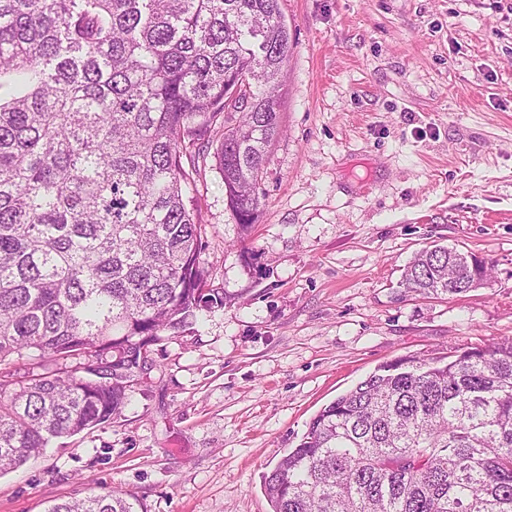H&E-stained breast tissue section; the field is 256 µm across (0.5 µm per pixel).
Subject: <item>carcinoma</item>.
<instances>
[{"mask_svg": "<svg viewBox=\"0 0 512 512\" xmlns=\"http://www.w3.org/2000/svg\"><path fill=\"white\" fill-rule=\"evenodd\" d=\"M279 2L0 0V365L36 350L44 369L0 380V475L120 417L162 334L224 307L200 266L183 157L219 135L227 207L247 232L281 132ZM488 276L434 245L399 287L457 296ZM262 487L272 512H512V337L380 365ZM47 512L137 510L113 492Z\"/></svg>", "mask_w": 512, "mask_h": 512, "instance_id": "cac0c4a2", "label": "carcinoma"}]
</instances>
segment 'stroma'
<instances>
[{
  "mask_svg": "<svg viewBox=\"0 0 512 512\" xmlns=\"http://www.w3.org/2000/svg\"><path fill=\"white\" fill-rule=\"evenodd\" d=\"M293 36L258 219L241 233L212 136L186 192L231 300L151 348L121 416L0 476V512L113 490L141 512H272L261 475L380 364L512 337V0H281ZM490 276L399 288L420 250Z\"/></svg>",
  "mask_w": 512,
  "mask_h": 512,
  "instance_id": "35a3bbf8",
  "label": "stroma"
}]
</instances>
